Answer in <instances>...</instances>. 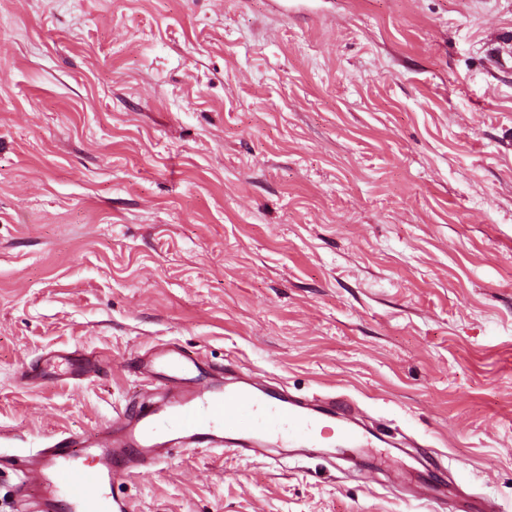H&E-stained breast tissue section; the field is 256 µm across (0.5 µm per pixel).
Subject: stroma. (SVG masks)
Returning a JSON list of instances; mask_svg holds the SVG:
<instances>
[{
	"mask_svg": "<svg viewBox=\"0 0 512 512\" xmlns=\"http://www.w3.org/2000/svg\"><path fill=\"white\" fill-rule=\"evenodd\" d=\"M167 343L385 438L176 449L135 512H512V0H0V456Z\"/></svg>",
	"mask_w": 512,
	"mask_h": 512,
	"instance_id": "obj_1",
	"label": "stroma"
}]
</instances>
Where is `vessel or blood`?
I'll return each mask as SVG.
<instances>
[{
    "label": "vessel or blood",
    "mask_w": 512,
    "mask_h": 512,
    "mask_svg": "<svg viewBox=\"0 0 512 512\" xmlns=\"http://www.w3.org/2000/svg\"><path fill=\"white\" fill-rule=\"evenodd\" d=\"M154 372L168 373L158 402L122 412L121 437L111 429L96 435L66 431L28 458L16 470L18 485L36 489L42 497L39 512H133L129 501L115 493L116 478L163 460L171 445L224 451L225 428L250 419L268 445L288 441L315 447L320 427L353 406L332 398L318 412L277 394L225 388L197 377V357L170 347L145 362Z\"/></svg>",
    "instance_id": "1"
}]
</instances>
